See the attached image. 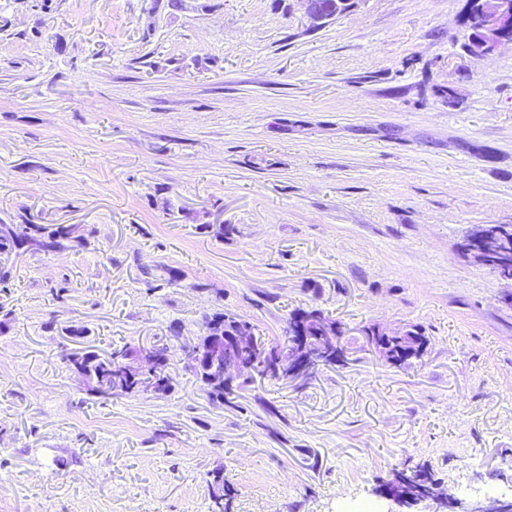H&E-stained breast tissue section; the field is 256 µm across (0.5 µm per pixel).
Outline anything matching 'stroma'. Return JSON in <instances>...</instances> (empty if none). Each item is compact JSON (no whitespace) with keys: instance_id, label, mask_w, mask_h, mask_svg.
Wrapping results in <instances>:
<instances>
[{"instance_id":"obj_1","label":"stroma","mask_w":512,"mask_h":512,"mask_svg":"<svg viewBox=\"0 0 512 512\" xmlns=\"http://www.w3.org/2000/svg\"><path fill=\"white\" fill-rule=\"evenodd\" d=\"M0 0V224L65 225L0 284V512H445L512 500V284L457 245L512 224V47L466 0ZM456 106H449V98ZM355 360L209 401L206 317L279 342L298 308ZM417 327L394 367L362 330ZM168 348L171 389L88 394L66 353Z\"/></svg>"}]
</instances>
